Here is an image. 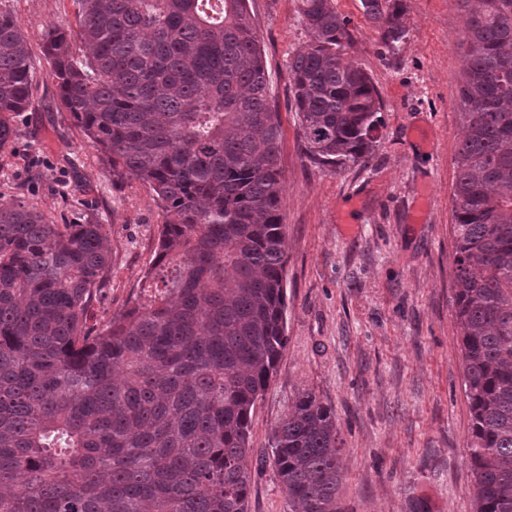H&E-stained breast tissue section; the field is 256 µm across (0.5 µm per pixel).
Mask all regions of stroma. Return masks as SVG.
<instances>
[{"instance_id":"1","label":"stroma","mask_w":512,"mask_h":512,"mask_svg":"<svg viewBox=\"0 0 512 512\" xmlns=\"http://www.w3.org/2000/svg\"><path fill=\"white\" fill-rule=\"evenodd\" d=\"M346 17L348 62L370 75L383 103L367 166L336 172L302 153L288 60L309 42L299 0H249L273 105L287 265L288 342L251 419L255 457L296 398L336 414L346 512H475L467 445L471 414L454 315L453 160L460 146V41L466 0H405L407 35L381 43L360 0H334ZM34 56L31 105L13 115L0 152V200L35 201L58 224H103L110 267L92 302L104 327L135 304L167 220L151 191L114 179L69 113L59 111L40 54L48 27L76 24L72 0H0ZM272 464L252 482L249 512H291Z\"/></svg>"}]
</instances>
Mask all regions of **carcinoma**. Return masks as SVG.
I'll return each instance as SVG.
<instances>
[{
    "label": "carcinoma",
    "mask_w": 512,
    "mask_h": 512,
    "mask_svg": "<svg viewBox=\"0 0 512 512\" xmlns=\"http://www.w3.org/2000/svg\"><path fill=\"white\" fill-rule=\"evenodd\" d=\"M41 53L61 109L161 225L151 295L89 325L111 261L102 224L0 203V512H248L256 402L286 347L280 124L247 0H73ZM471 4L454 158V309L475 512H512V0ZM383 44L404 0H360ZM288 61L307 159L365 164L383 105L344 59L333 0H300ZM31 49L0 9V151L31 105ZM301 512H342L333 410L305 392L273 431Z\"/></svg>",
    "instance_id": "cac0c4a2"
}]
</instances>
